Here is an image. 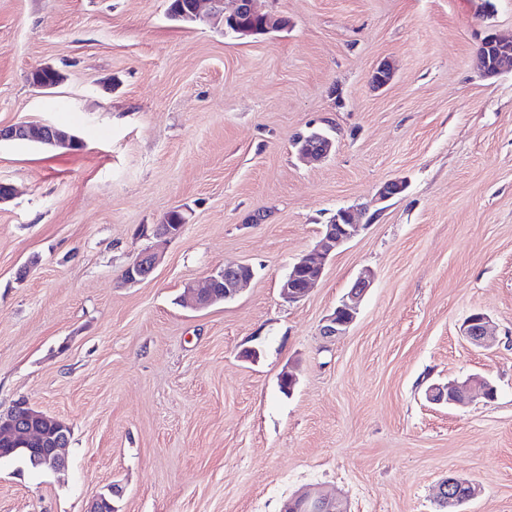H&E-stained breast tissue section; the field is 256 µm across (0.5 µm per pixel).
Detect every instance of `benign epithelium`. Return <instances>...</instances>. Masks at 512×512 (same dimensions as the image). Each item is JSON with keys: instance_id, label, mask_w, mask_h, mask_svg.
<instances>
[{"instance_id": "obj_1", "label": "benign epithelium", "mask_w": 512, "mask_h": 512, "mask_svg": "<svg viewBox=\"0 0 512 512\" xmlns=\"http://www.w3.org/2000/svg\"><path fill=\"white\" fill-rule=\"evenodd\" d=\"M232 2V8L227 9L224 7V0H194L186 18L197 22L221 14L224 18V31H233L241 37L264 34L269 30V17L257 8L256 0ZM511 45L512 37L490 35L484 39L477 52L480 71L487 77H494L504 69L512 68V54L508 52ZM2 141L69 147L78 138L52 123L20 122L0 126V142ZM293 146L303 158L324 159L333 150L335 139L329 132L317 129L299 135ZM357 212L366 217L368 224L374 219L369 214L367 205L356 210H337L330 223L324 225L311 256L295 263L282 280L280 295L285 301L297 303L308 295L312 285L322 277L325 261L358 232L360 225L355 220ZM183 229L182 224H169L165 221L154 225L152 234L156 239L155 245L140 253L127 265L122 274L124 282L135 285L151 278L160 263L163 249L178 238ZM252 276L253 270L250 266L226 261L222 269L215 270L208 276L203 287L188 289L190 303L196 309H206L233 300ZM373 280V272L369 269L358 274L340 303L324 319L322 335L331 338L346 335L356 321L359 305ZM488 325L489 317L485 313H472L467 317L463 328L465 338L476 347L490 346L492 336L489 335ZM478 391L488 400L494 392L493 385L488 379L476 375L463 382L431 385L426 390V398L432 404L445 403L464 407ZM44 420H52L57 424L55 434L51 437L34 430L35 424ZM70 436L71 426L68 423L35 408L25 399L18 400L7 413L0 414V441L14 443L16 449L30 452L34 464L45 470L58 471L65 466V448L69 444ZM480 492L481 487L477 482L450 474L439 483L435 501L440 509L450 508L454 512H462L460 507L474 500ZM281 512H348V509L338 497L329 495L318 487H309L289 498Z\"/></svg>"}]
</instances>
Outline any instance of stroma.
I'll list each match as a JSON object with an SVG mask.
<instances>
[{"instance_id": "1", "label": "stroma", "mask_w": 512, "mask_h": 512, "mask_svg": "<svg viewBox=\"0 0 512 512\" xmlns=\"http://www.w3.org/2000/svg\"><path fill=\"white\" fill-rule=\"evenodd\" d=\"M260 5L281 27L240 38L171 20L169 0H0V126L82 141L0 144V413L24 398L72 427L65 470L0 462V512H87L114 486L115 512H281L313 485L351 512H436L451 472L482 489L466 512H512V71L475 68L512 0ZM40 65L63 82L34 89ZM311 127L336 148L305 163L292 142ZM396 179L284 302L323 225ZM175 209L182 235L123 285ZM227 261L254 271L239 295L186 307ZM366 268L348 334L323 337ZM475 311L492 348L464 336ZM472 375L494 400L427 401ZM2 141L40 143L54 146L81 147L76 135L64 132L48 122H20L9 126H0V143ZM72 144V145H71Z\"/></svg>"}]
</instances>
